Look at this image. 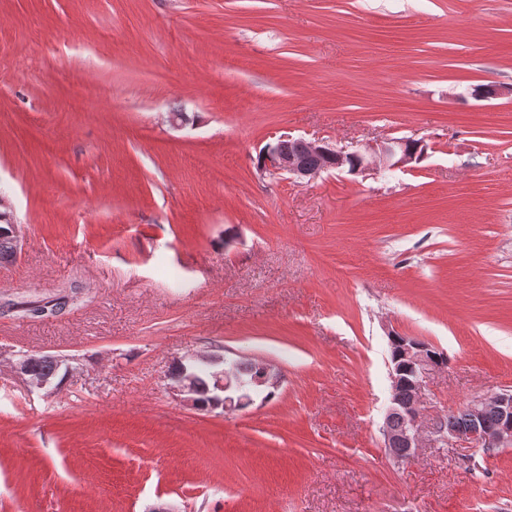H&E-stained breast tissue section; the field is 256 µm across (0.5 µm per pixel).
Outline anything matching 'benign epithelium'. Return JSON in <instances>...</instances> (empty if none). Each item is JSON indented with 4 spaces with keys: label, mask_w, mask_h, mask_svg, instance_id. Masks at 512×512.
Returning a JSON list of instances; mask_svg holds the SVG:
<instances>
[{
    "label": "benign epithelium",
    "mask_w": 512,
    "mask_h": 512,
    "mask_svg": "<svg viewBox=\"0 0 512 512\" xmlns=\"http://www.w3.org/2000/svg\"><path fill=\"white\" fill-rule=\"evenodd\" d=\"M299 144L325 163L308 166L289 146ZM426 152L423 142L409 138H385L365 145L361 150L343 152L322 140L303 137L281 136L268 144L262 153V167L277 173L286 174L296 181L311 179L323 172L347 171L349 174L366 175L384 170H404L419 163ZM403 359L409 366V375L391 372L394 387L406 386L411 397L408 400H390L384 415L381 432L384 448L395 450V445L404 448L401 460L413 459L421 447L423 416V377L426 371L437 367L432 355L425 346L412 337L403 342ZM35 356L26 355L14 363L16 371L27 384L37 390L52 395L58 392L59 385L51 377L39 375L32 367ZM180 371L173 376L169 387L172 396L197 409L202 408L196 395V371L207 368L214 383V405L210 409L231 412L243 409L253 403V399L243 394L244 382L236 378L231 360L212 354H196L177 361ZM498 417L494 426L486 422L487 412ZM467 424L458 427L453 423L436 425V432L448 442H463L471 448H498L512 446V389L487 394L470 401L466 406Z\"/></svg>",
    "instance_id": "obj_1"
}]
</instances>
